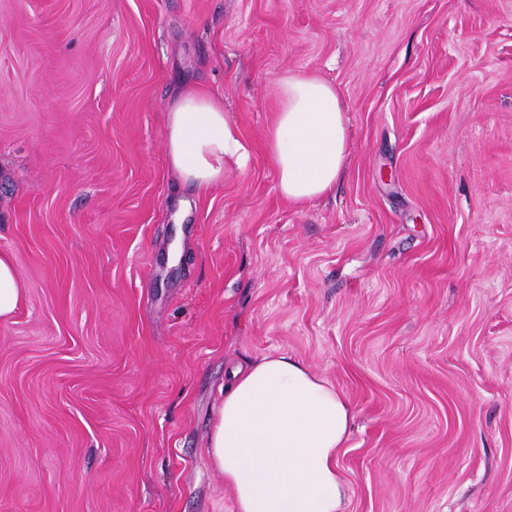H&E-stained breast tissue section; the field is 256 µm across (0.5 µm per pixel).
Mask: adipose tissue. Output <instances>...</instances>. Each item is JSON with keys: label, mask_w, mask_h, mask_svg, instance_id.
<instances>
[{"label": "adipose tissue", "mask_w": 512, "mask_h": 512, "mask_svg": "<svg viewBox=\"0 0 512 512\" xmlns=\"http://www.w3.org/2000/svg\"><path fill=\"white\" fill-rule=\"evenodd\" d=\"M267 150L284 199L305 204L330 194L351 152L335 85L312 75L285 79ZM229 157L243 160L245 149L223 104L197 87L178 91L166 110L169 170L207 190L223 183ZM25 295L11 256L0 253V320L13 317ZM354 417L350 401L304 362L270 353L232 371L205 453L234 512H345L338 458Z\"/></svg>", "instance_id": "adipose-tissue-1"}]
</instances>
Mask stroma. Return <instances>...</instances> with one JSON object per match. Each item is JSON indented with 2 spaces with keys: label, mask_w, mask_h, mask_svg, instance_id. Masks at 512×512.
Returning <instances> with one entry per match:
<instances>
[{
  "label": "stroma",
  "mask_w": 512,
  "mask_h": 512,
  "mask_svg": "<svg viewBox=\"0 0 512 512\" xmlns=\"http://www.w3.org/2000/svg\"><path fill=\"white\" fill-rule=\"evenodd\" d=\"M340 91L334 193L285 201L288 76ZM247 151L164 162L184 85ZM0 512H231L202 448L232 368L355 410L346 512H512V0H0ZM26 288L10 255L0 253V320L12 318L25 300Z\"/></svg>",
  "instance_id": "obj_1"
}]
</instances>
